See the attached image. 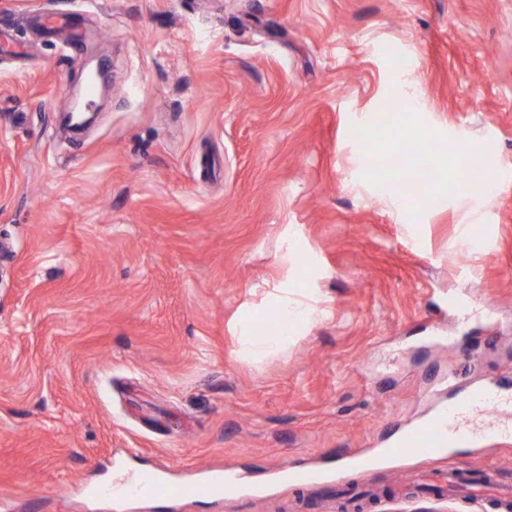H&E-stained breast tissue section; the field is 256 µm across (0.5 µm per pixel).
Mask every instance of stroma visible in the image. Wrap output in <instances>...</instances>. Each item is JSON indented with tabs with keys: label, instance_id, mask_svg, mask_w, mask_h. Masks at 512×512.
<instances>
[{
	"label": "stroma",
	"instance_id": "35a3bbf8",
	"mask_svg": "<svg viewBox=\"0 0 512 512\" xmlns=\"http://www.w3.org/2000/svg\"><path fill=\"white\" fill-rule=\"evenodd\" d=\"M56 32L47 36L46 17ZM80 27V51L67 46ZM112 102L60 115L91 50ZM413 111L378 130L404 95ZM362 138H354L353 130ZM382 134L398 169L371 167ZM493 154L487 199L392 176ZM479 241L465 253V235ZM313 316L282 352L278 298ZM512 392V0H0V494L15 512H492L417 491L423 458L364 475L438 402ZM512 490V436L447 452ZM296 463L341 482L297 487ZM253 496L104 498L123 474ZM444 177V172L429 168L426 170L424 181L415 189H408L405 181H395L393 191L407 203L411 204L416 200L427 198L432 182Z\"/></svg>",
	"mask_w": 512,
	"mask_h": 512
}]
</instances>
